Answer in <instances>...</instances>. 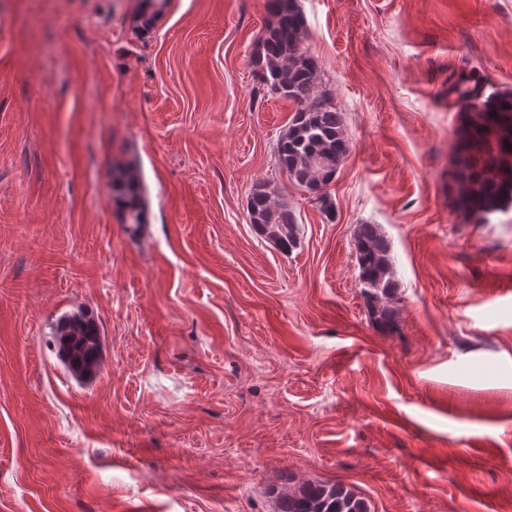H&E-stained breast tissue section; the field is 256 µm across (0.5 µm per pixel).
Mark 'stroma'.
<instances>
[{"label": "stroma", "instance_id": "35a3bbf8", "mask_svg": "<svg viewBox=\"0 0 512 512\" xmlns=\"http://www.w3.org/2000/svg\"><path fill=\"white\" fill-rule=\"evenodd\" d=\"M349 151L316 194L254 76L267 0H0V512H274L341 484L371 512H512V210L455 205L479 80L512 90V0H299ZM148 203L129 235L114 161ZM275 183L291 252L247 198ZM391 244L375 329L354 235ZM92 314L79 379L53 328ZM276 196L268 182L256 183L247 199L248 218L261 235L275 240L282 251L290 252L297 246L299 225L288 204L276 201Z\"/></svg>", "mask_w": 512, "mask_h": 512}]
</instances>
